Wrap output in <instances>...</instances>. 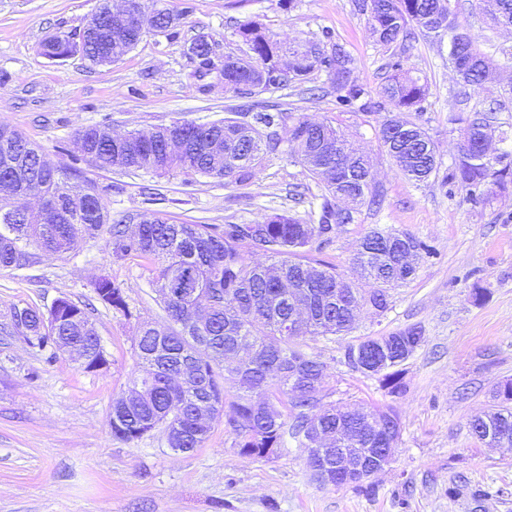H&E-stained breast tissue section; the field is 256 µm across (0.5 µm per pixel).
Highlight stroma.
Listing matches in <instances>:
<instances>
[{
	"instance_id": "1",
	"label": "stroma",
	"mask_w": 512,
	"mask_h": 512,
	"mask_svg": "<svg viewBox=\"0 0 512 512\" xmlns=\"http://www.w3.org/2000/svg\"><path fill=\"white\" fill-rule=\"evenodd\" d=\"M462 24L478 35L500 66L495 82L459 101L447 45L418 37L400 57L404 69L427 81L421 111L409 113L434 140L450 167L460 112L487 109L501 84L512 80V29L491 26L480 0H462ZM99 0H0V124L40 144L58 168H75L111 214L147 210L174 224H254L286 213L317 223L324 188L291 146L269 156L250 186L224 185L202 175L105 170L77 149L82 126L111 125L123 133L175 121L224 120L244 101L272 105L288 123L340 124L368 155L379 206H358L332 243L312 251L348 280L360 279L353 258L373 229L406 231L430 246L415 277L390 292L381 314L361 309L341 336L306 338L302 349L326 365L323 400L392 408L401 423L392 463L359 487L317 482L304 449L287 441L277 454L246 457L226 423L189 453L172 450L163 429L140 440L113 437V399L127 389L136 367L138 320L165 323L155 291L154 265L113 257L109 232L83 239L64 257H44L25 270L0 269V325L11 304L39 309L61 296L82 303L101 275L118 284L128 313L97 306L93 323L108 364L88 372L65 354L0 332V512H512V447L477 440L469 423L495 405L492 389L512 379V192L475 201L457 184L405 178L382 148L384 112L343 107L325 71L308 83L243 99L220 73L194 75L187 48L207 35L217 57L245 46L240 25L257 21L275 40L291 43L332 36L355 59L360 84L377 91L390 54L367 32L353 0H164L181 17L177 38L147 31L121 60L92 66L75 55L55 63L40 46L56 33L76 34ZM483 292L474 302V292ZM419 326L423 343L404 364V393L390 394L381 376L351 371L347 344ZM467 487H460L459 476ZM487 496L474 509L470 490Z\"/></svg>"
}]
</instances>
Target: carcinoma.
Here are the masks:
<instances>
[{
    "mask_svg": "<svg viewBox=\"0 0 512 512\" xmlns=\"http://www.w3.org/2000/svg\"><path fill=\"white\" fill-rule=\"evenodd\" d=\"M495 2L492 23L512 27V0ZM355 6L367 16L370 37L395 52L405 53L419 35L448 39V61L464 87H482L496 69L492 55L460 24L458 0H355ZM178 22L179 16L169 9L157 10L156 27L162 31L174 30ZM238 35L248 46L247 58L222 67L226 88L241 94L287 89L324 70L332 76L339 105L349 106L367 94L354 78V59L338 42L308 41L285 48L256 22L241 25ZM136 46L132 40L120 46L96 40L82 48L63 35L56 43L46 41L43 55L63 60L80 53L93 63L108 55L121 59ZM189 50L195 72L201 77L210 74V38L196 37ZM285 54L291 57L288 73L283 81L269 83L266 77L281 66ZM389 68L391 73L378 87L381 101L366 102L363 107L388 104L399 112L421 108L428 85L403 70L398 60ZM455 121L464 128L451 179L473 198L488 183L501 193L509 191L512 153L487 154L484 149L483 128L491 124V117L460 115ZM172 136L186 144L184 152L166 151ZM217 140L224 149L212 148ZM379 140L408 179L424 182L437 172L436 145L416 123L386 118ZM75 141L83 142L85 154L99 168L154 174L179 171L236 186L251 184L266 158L288 143L297 146V156L312 178L336 200L373 203L376 198L364 156L340 128L308 120L289 125L284 113L265 107L249 106L237 118L207 124L176 121L163 128L129 131L115 140L97 126L85 127L76 130ZM77 178V170L52 166L40 146L0 125V180H10L16 191L36 192L51 205L44 219L27 220L16 213V201L0 196L1 269H27L39 264L43 255L62 256L78 239L96 238L106 224L115 257L134 256L158 265L156 285L168 325L144 322L138 326L134 342L138 369L128 387L136 397L112 406V436L133 442L161 426L186 453L201 447L214 424L225 418L240 454L268 457L284 447L289 437L307 451L317 481L325 472L335 487L361 486L358 481L348 482L345 472L336 471V449L310 443L311 432L334 440L336 426L348 425L353 433L346 447L378 455L383 448L396 447L400 431L391 432L389 426H400L399 416L390 408L317 402L316 394L324 390L325 364L302 351L296 341L348 333L354 325L351 303L385 311L388 290L413 279L402 263L404 248L429 255V246L405 231L370 232L356 256L366 273V282L360 286L305 255L313 240L321 246L329 243L340 226L353 220L349 209L329 201L318 224H304L288 214H274L260 224H170L150 212L131 226L126 216L112 217L94 186L71 183ZM250 252L264 254L269 263L251 260ZM184 277L199 285L203 298L166 296L165 288ZM91 288L103 306L132 317L121 288L110 278L94 281ZM299 304L307 308L308 318L296 334L280 335V320ZM90 313L88 305L79 306L65 296L45 311L14 304L9 309L10 327L12 333L31 344L49 346L55 354L70 345L81 346L88 354L84 370L91 372L106 364L107 358L99 349ZM422 342L418 327H406L392 336L381 353L382 366L373 374L382 376L390 393L405 391L402 366ZM232 355L249 358L250 366L238 380L239 391L229 397L219 369ZM259 395L268 398L263 409L254 405ZM201 413L209 415V422L199 421ZM470 428L483 442L512 447V398L502 400L498 410L474 417Z\"/></svg>",
    "mask_w": 512,
    "mask_h": 512,
    "instance_id": "1",
    "label": "carcinoma"
}]
</instances>
